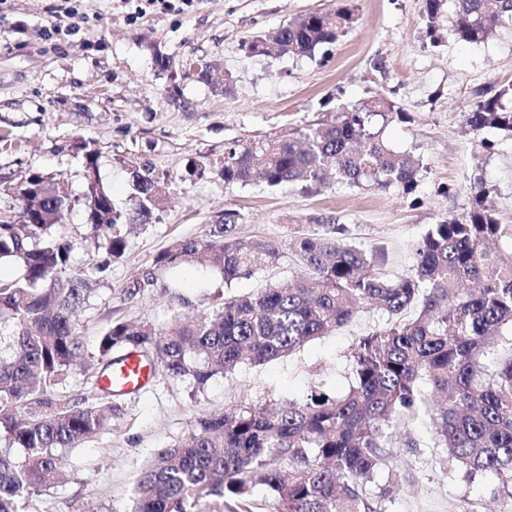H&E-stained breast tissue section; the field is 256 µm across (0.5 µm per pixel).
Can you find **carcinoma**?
Returning a JSON list of instances; mask_svg holds the SVG:
<instances>
[{
	"mask_svg": "<svg viewBox=\"0 0 512 512\" xmlns=\"http://www.w3.org/2000/svg\"><path fill=\"white\" fill-rule=\"evenodd\" d=\"M445 2L425 0L432 33ZM506 20L512 21V0H455L448 37L481 42ZM352 23L345 8L310 12L248 45L257 54L311 56ZM211 67L198 62L197 79L227 92L229 77L213 82ZM509 95L512 85L470 104L466 126L474 133L512 132V108L502 103ZM409 119L394 102L377 97L303 132L230 141L224 160L210 169L228 185L367 184L411 194L422 159L384 140L387 125ZM76 149L85 177L83 239L108 256L92 266L93 277L124 255L123 226L146 223L164 194L148 165L131 168L137 203L122 214L98 177L94 142L81 140ZM470 190L466 212L440 220L422 236L412 276L386 277L379 272L381 250L358 246L345 225L313 216L323 234L296 240L301 276L228 297L209 318L177 314L159 334L148 325L115 322L98 337L90 362L77 329L90 290L87 278L69 273L76 239L63 231L69 197L60 195L59 183L29 175L14 188L22 223L0 216V260L21 267L20 275L0 278V512H20L22 498L52 487L70 449L110 429L119 394L99 380L115 353L134 351L200 388L244 362L288 356L346 326L366 305L388 319L354 346L346 393L314 391L270 409L198 418L189 443L158 449L144 466L131 512H209L214 501H247L257 487L269 493L266 512H377L366 486L390 466L392 430L420 415L445 459L512 488V251L491 248L512 229L498 222L481 183ZM237 224L238 212L226 209L206 237L173 242L153 264L199 263L227 286L276 267L279 247L267 239H239ZM77 371L87 376L88 391L68 398L59 387Z\"/></svg>",
	"mask_w": 512,
	"mask_h": 512,
	"instance_id": "obj_1",
	"label": "carcinoma"
}]
</instances>
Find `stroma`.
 Returning <instances> with one entry per match:
<instances>
[{"label":"stroma","mask_w":512,"mask_h":512,"mask_svg":"<svg viewBox=\"0 0 512 512\" xmlns=\"http://www.w3.org/2000/svg\"><path fill=\"white\" fill-rule=\"evenodd\" d=\"M337 6L357 21L314 55L250 52L253 36ZM423 9L424 0H158L139 15L130 0H0V211L19 214L13 184L33 173L58 174L72 202L67 231L83 236L85 179L74 149L81 139L96 140L101 180L122 212L135 208L130 165L150 164L165 191L151 220L131 228L124 255L92 281L90 304L78 317L87 354H96L112 322H144L162 332L175 314L206 316L229 296L292 279V243L322 234L316 215L346 225L353 242L384 249L382 271L391 278L412 273L414 247L431 224L467 210L474 182L483 183L499 222L512 225V134H468L462 123L478 93L512 84V22L467 43L447 37L453 0L433 34ZM198 60L231 76L226 94L197 79L191 64ZM382 96L411 115L385 136L394 150L422 157L414 194L345 184L270 190L190 171L223 160L226 142L276 138ZM227 209L241 215L239 238L277 243L278 267L229 286L197 264L154 267L157 253L177 239L204 237ZM145 270L152 285L124 295ZM386 320L366 308L286 358L241 364L201 390L157 373L148 389L120 397L110 431L70 450L65 481L22 501L21 512H129L143 466L156 449L186 442L199 416L315 390L344 393L357 337ZM428 443L418 431L393 434L396 463L369 486L379 512H512L495 477L466 476Z\"/></svg>","instance_id":"stroma-1"}]
</instances>
